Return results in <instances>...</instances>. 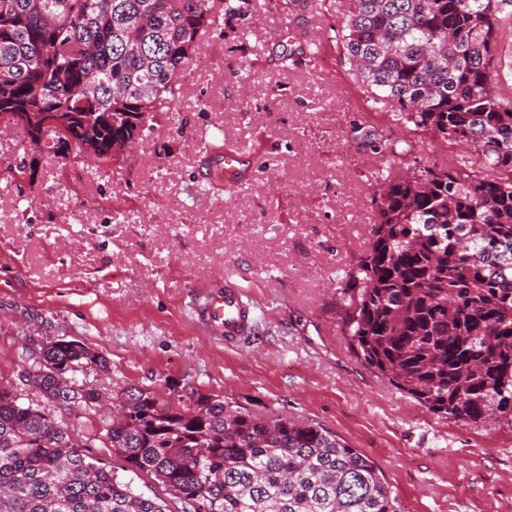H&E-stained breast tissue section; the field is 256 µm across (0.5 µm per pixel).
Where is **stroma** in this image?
<instances>
[{"label":"stroma","mask_w":512,"mask_h":512,"mask_svg":"<svg viewBox=\"0 0 512 512\" xmlns=\"http://www.w3.org/2000/svg\"><path fill=\"white\" fill-rule=\"evenodd\" d=\"M349 0H244L200 43L174 111L123 162L0 172V388L47 342L75 339L108 367L78 382L117 402L197 389L259 415L308 420L372 459L406 512H512V425L429 412L354 352L344 277L368 248L382 169L443 157L439 140L374 111L336 43ZM410 139L387 163L374 141ZM255 159L235 188L204 184L206 144ZM232 281L254 300L228 347L194 319ZM101 408L58 410L87 453L120 466Z\"/></svg>","instance_id":"obj_1"}]
</instances>
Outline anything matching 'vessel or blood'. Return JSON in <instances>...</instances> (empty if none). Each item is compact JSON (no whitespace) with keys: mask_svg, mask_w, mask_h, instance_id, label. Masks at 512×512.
Instances as JSON below:
<instances>
[{"mask_svg":"<svg viewBox=\"0 0 512 512\" xmlns=\"http://www.w3.org/2000/svg\"><path fill=\"white\" fill-rule=\"evenodd\" d=\"M245 161L243 154L225 153L223 161L211 172L212 181L228 188L236 186L244 177ZM203 321L212 333L223 337L225 344L236 345L253 327V305L242 288L228 283L223 295L209 299Z\"/></svg>","mask_w":512,"mask_h":512,"instance_id":"obj_1","label":"vessel or blood"}]
</instances>
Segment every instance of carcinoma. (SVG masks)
I'll return each mask as SVG.
<instances>
[{"label": "carcinoma", "mask_w": 512, "mask_h": 512, "mask_svg": "<svg viewBox=\"0 0 512 512\" xmlns=\"http://www.w3.org/2000/svg\"><path fill=\"white\" fill-rule=\"evenodd\" d=\"M336 42L371 106L461 155L379 183L367 252L346 272L352 345L371 368L440 417L512 424V101L495 90L497 33L512 0H349ZM240 9L224 0H0V115L31 152L112 166V139L146 136L178 97L200 37ZM93 141L90 157L56 131ZM392 160L411 154L377 143ZM23 374L42 400L0 388V512H404L369 457L320 424L260 416L196 389L171 403L126 392L102 422L124 462L169 497L136 493L61 428L54 408L100 401L76 372L106 368L89 348L54 344Z\"/></svg>", "instance_id": "1"}]
</instances>
